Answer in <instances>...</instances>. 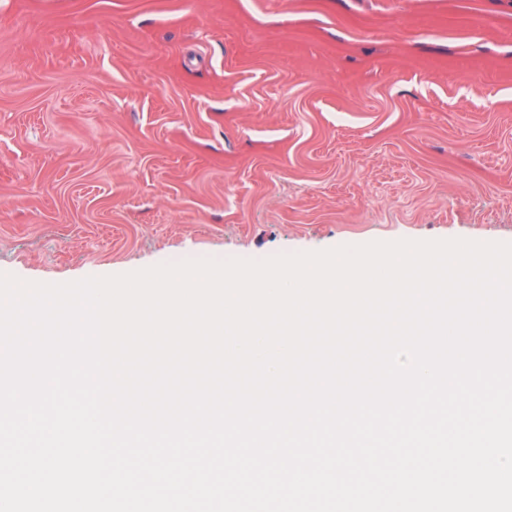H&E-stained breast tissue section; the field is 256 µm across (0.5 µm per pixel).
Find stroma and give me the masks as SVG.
Segmentation results:
<instances>
[{"label":"stroma","mask_w":512,"mask_h":512,"mask_svg":"<svg viewBox=\"0 0 512 512\" xmlns=\"http://www.w3.org/2000/svg\"><path fill=\"white\" fill-rule=\"evenodd\" d=\"M512 242V0H0V272Z\"/></svg>","instance_id":"35a3bbf8"}]
</instances>
